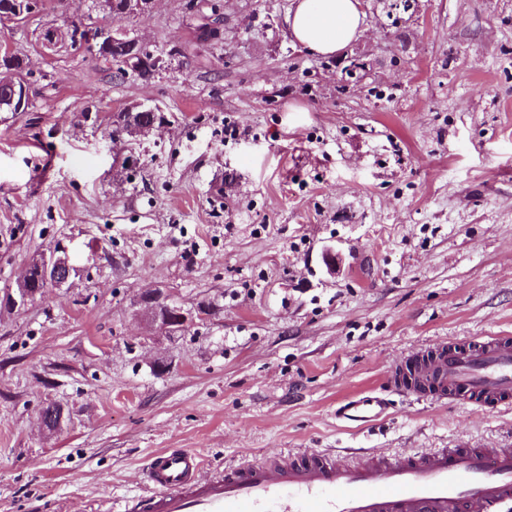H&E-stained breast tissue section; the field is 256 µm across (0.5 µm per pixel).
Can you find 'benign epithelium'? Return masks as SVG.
I'll use <instances>...</instances> for the list:
<instances>
[{"mask_svg": "<svg viewBox=\"0 0 512 512\" xmlns=\"http://www.w3.org/2000/svg\"><path fill=\"white\" fill-rule=\"evenodd\" d=\"M155 0H99V8L108 15L119 10L120 15H146L153 9ZM67 37L75 44L89 46L100 56L106 57L125 69L137 75H142L146 65L154 62L153 57L135 40L131 39L125 30L119 26L102 30L79 24L69 28ZM0 72L9 74L7 78L0 79V89L6 96L0 101V112H24L28 109L30 99L29 85L17 77L15 62H7L0 66ZM160 108L136 103L124 109L127 116V132L130 137H137L153 130L143 118L146 112L157 113ZM40 267L44 268L45 275L50 271L59 272L69 267L68 259L56 252L45 254L38 260ZM163 297L158 289L145 291L140 299L144 306L146 317L152 326L161 333L174 334L185 332L197 323L201 314L190 309H181L174 312L160 309L156 301Z\"/></svg>", "mask_w": 512, "mask_h": 512, "instance_id": "7a95c632", "label": "benign epithelium"}]
</instances>
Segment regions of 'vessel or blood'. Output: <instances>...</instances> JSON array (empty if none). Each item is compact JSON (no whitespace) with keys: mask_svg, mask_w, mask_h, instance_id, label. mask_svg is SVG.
<instances>
[{"mask_svg":"<svg viewBox=\"0 0 512 512\" xmlns=\"http://www.w3.org/2000/svg\"><path fill=\"white\" fill-rule=\"evenodd\" d=\"M394 392L418 401L455 399L479 407L512 401V339L491 337L404 356L388 372ZM385 401L365 396L343 418L367 421ZM184 448L155 453L147 468L151 512H512V448H433L396 457L348 459L320 450L277 452L202 474Z\"/></svg>","mask_w":512,"mask_h":512,"instance_id":"vessel-or-blood-1","label":"vessel or blood"}]
</instances>
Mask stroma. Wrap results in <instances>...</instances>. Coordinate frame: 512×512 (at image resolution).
<instances>
[{
  "mask_svg": "<svg viewBox=\"0 0 512 512\" xmlns=\"http://www.w3.org/2000/svg\"><path fill=\"white\" fill-rule=\"evenodd\" d=\"M221 4L203 45L186 0L121 20L159 61L147 81L43 47L111 27L97 0L0 27L30 86L0 112V512H110L164 448L209 473L279 449L512 448V403L336 414L402 356L512 336V0H361L366 31L330 57L291 40V0ZM135 102L169 124L113 143ZM58 247L68 285L12 307ZM151 288L204 320L159 333Z\"/></svg>",
  "mask_w": 512,
  "mask_h": 512,
  "instance_id": "stroma-1",
  "label": "stroma"
}]
</instances>
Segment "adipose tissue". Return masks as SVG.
Listing matches in <instances>:
<instances>
[{"instance_id": "1", "label": "adipose tissue", "mask_w": 512, "mask_h": 512, "mask_svg": "<svg viewBox=\"0 0 512 512\" xmlns=\"http://www.w3.org/2000/svg\"><path fill=\"white\" fill-rule=\"evenodd\" d=\"M286 23L294 42L313 55L331 56L361 36L365 15L359 0H293Z\"/></svg>"}]
</instances>
